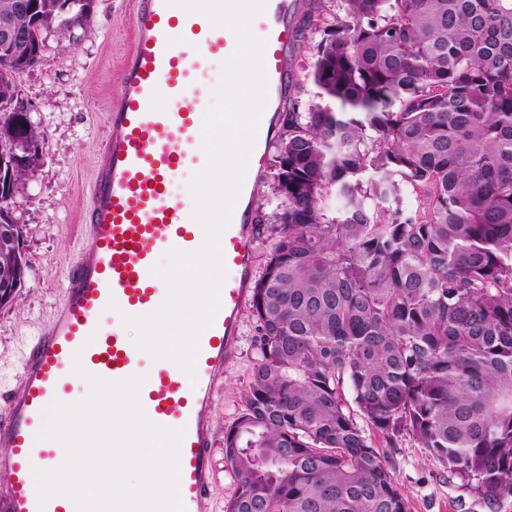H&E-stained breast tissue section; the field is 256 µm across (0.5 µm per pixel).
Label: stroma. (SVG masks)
<instances>
[{"mask_svg":"<svg viewBox=\"0 0 512 512\" xmlns=\"http://www.w3.org/2000/svg\"><path fill=\"white\" fill-rule=\"evenodd\" d=\"M135 0H95L89 27L52 34L38 65L17 79L39 133L42 163L22 180L10 206L24 224L29 264L12 305L0 308V393L22 386V363L60 305L65 276L80 248V214L90 199L105 113L119 97V74L132 45ZM256 323L243 315L237 352L210 405L213 479L208 512H224L235 478L224 465V431L244 406L256 355ZM410 512H512V499L488 508L409 435H374Z\"/></svg>","mask_w":512,"mask_h":512,"instance_id":"35a3bbf8","label":"stroma"}]
</instances>
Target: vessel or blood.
Wrapping results in <instances>:
<instances>
[{"instance_id":"b4317fda","label":"vessel or blood","mask_w":512,"mask_h":512,"mask_svg":"<svg viewBox=\"0 0 512 512\" xmlns=\"http://www.w3.org/2000/svg\"><path fill=\"white\" fill-rule=\"evenodd\" d=\"M134 40L120 72L119 101L109 106L106 139L95 168L90 206L82 214L81 251L69 270L63 300L49 328L31 345L22 365L21 392L0 398V512H77L67 496L39 502L31 479L34 462H50L52 448L33 433L47 402L73 397L74 363L108 381L137 375L144 363L122 318L159 307L161 285L152 269L162 250L193 252L205 239L181 195L173 190L185 169L201 170L204 105L214 85L206 77L213 59H228L232 36L200 13L166 0H137ZM302 0H266L254 18L264 41L267 102L228 227L223 231L225 268L234 272L220 289V308L198 337L195 384L185 389L178 367L157 361L139 391L147 418L155 425L184 429L180 444L179 494L186 512H205L211 487L209 407L235 354L238 326L249 304L254 253V186L266 169L277 133L275 118L286 111L297 86L288 64L297 51ZM196 55L185 65L186 52ZM111 324H104V315Z\"/></svg>"}]
</instances>
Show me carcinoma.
Wrapping results in <instances>:
<instances>
[{"instance_id": "1", "label": "carcinoma", "mask_w": 512, "mask_h": 512, "mask_svg": "<svg viewBox=\"0 0 512 512\" xmlns=\"http://www.w3.org/2000/svg\"><path fill=\"white\" fill-rule=\"evenodd\" d=\"M0 0V159L33 176L40 136L13 110L46 35L94 0ZM289 99L272 174L277 239L249 304L256 357L224 431L225 512H409L358 423L407 434L494 508L512 496V0H341ZM332 191L338 206L323 203ZM0 275L23 286L4 230Z\"/></svg>"}]
</instances>
